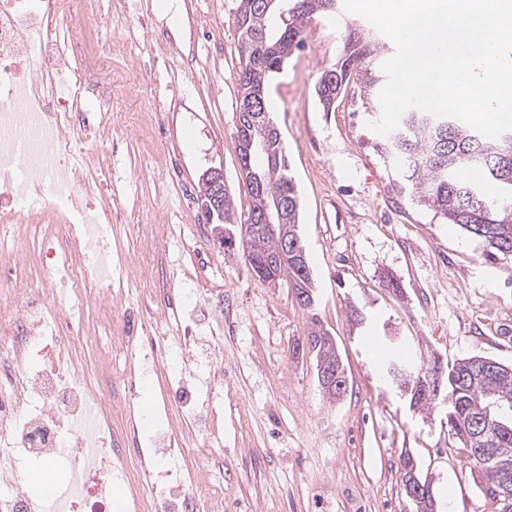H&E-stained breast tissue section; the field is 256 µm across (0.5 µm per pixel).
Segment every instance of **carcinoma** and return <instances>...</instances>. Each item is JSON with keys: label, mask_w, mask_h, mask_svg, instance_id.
Listing matches in <instances>:
<instances>
[{"label": "carcinoma", "mask_w": 512, "mask_h": 512, "mask_svg": "<svg viewBox=\"0 0 512 512\" xmlns=\"http://www.w3.org/2000/svg\"><path fill=\"white\" fill-rule=\"evenodd\" d=\"M295 10L282 20L275 8L262 9L258 0H239L237 24L240 34V68L238 82L244 97L254 96L260 110L267 108L269 77L281 70V57L274 47L289 53L301 48L308 23L332 10L319 0H288ZM377 43L351 30L343 53L323 72L315 92L323 111L330 112L349 84L360 85L363 98L374 99L385 74L374 65ZM382 153L389 158L398 174L411 190L413 200L434 212L446 224H456L468 235L481 240L490 261L512 259V162L499 166L481 156L483 150L504 154L512 159V141L487 139L455 118L434 117L411 109L401 118L399 127L385 137ZM472 168L483 178L498 182L503 193L488 199L480 182L464 180L460 171ZM259 173L263 192H251L252 206L244 225L235 226L224 237V245L232 247L235 236L247 232L240 241L243 254L256 277L261 270L278 281H288L296 303L308 320L305 347L314 358L316 372L332 368L343 382H348L346 368L336 346V339L324 326L316 312V292L307 258L290 255L276 265L269 258L277 244L255 226L259 216L276 196H288V239L300 237L298 230L300 200L293 178L288 174V158L283 140L271 135ZM511 232L508 238L500 231ZM506 365L483 356L460 358L443 367L437 362H414L400 348L393 347L385 372L389 380L414 410L430 411L439 405L447 408L448 425L462 447L463 454L480 479L479 489L494 505V512H512V473L504 477L503 465L512 466V430L503 431L482 421L483 411L491 395L512 398V372L505 376ZM402 484L412 486L410 498L416 512H433L435 499L428 481L420 478L414 458L401 459Z\"/></svg>", "instance_id": "1"}]
</instances>
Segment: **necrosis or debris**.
Returning <instances> with one entry per match:
<instances>
[{
  "instance_id": "obj_1",
  "label": "necrosis or debris",
  "mask_w": 512,
  "mask_h": 512,
  "mask_svg": "<svg viewBox=\"0 0 512 512\" xmlns=\"http://www.w3.org/2000/svg\"><path fill=\"white\" fill-rule=\"evenodd\" d=\"M100 20L98 0H0V224H27L43 214L64 227L66 247L48 250L49 278L20 293L0 289V512H220L208 491L211 442L195 454L183 446V429L215 431L212 392L184 378L198 343L208 356L199 370L224 374V337L204 321L177 320L164 351L143 333L153 319L138 321L112 290L113 276L140 265L126 258L105 267L111 211L84 204L97 183L95 167L80 165L90 135L111 129L110 108L82 102L80 89L96 75L102 93L112 88V47L89 42ZM94 300L109 310L117 330L112 375L126 394L124 441L134 456L112 448L115 436L105 401L84 369L92 339L83 338V306ZM165 360L177 380L164 394L181 405L176 424L158 429L141 447L134 406L139 372ZM165 468H158V459ZM64 468L67 483L35 499L24 484L22 460ZM123 482L126 498L113 502Z\"/></svg>"
}]
</instances>
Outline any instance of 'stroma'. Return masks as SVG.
Returning a JSON list of instances; mask_svg holds the SVG:
<instances>
[{
  "mask_svg": "<svg viewBox=\"0 0 512 512\" xmlns=\"http://www.w3.org/2000/svg\"><path fill=\"white\" fill-rule=\"evenodd\" d=\"M165 2L127 0L115 14L102 0L96 37L124 42L112 57V101L147 113L148 127H116L90 151L112 169L105 201L113 252L146 261L124 284L129 302L163 312L176 289L224 298L223 313L210 315L224 325L216 403L223 472L213 477L224 485L223 512H412L401 482L405 453L427 477L437 512H491L445 410H409L382 379L386 356L373 341L403 338L419 358L479 355L512 365V260H486L484 243L397 192L358 85L322 110L315 86L347 31L340 16L313 19L268 96L301 201L318 313L352 386L343 399L326 397L290 288L259 281L241 247L221 245L181 194L217 167L234 222L252 205L237 158L239 2L180 0L175 27ZM133 67L151 73L145 93L125 79ZM149 134L175 151L178 179L168 157L147 148Z\"/></svg>",
  "mask_w": 512,
  "mask_h": 512,
  "instance_id": "stroma-1",
  "label": "stroma"
}]
</instances>
